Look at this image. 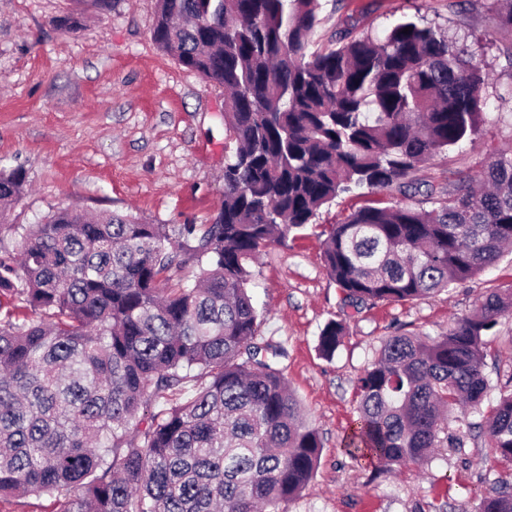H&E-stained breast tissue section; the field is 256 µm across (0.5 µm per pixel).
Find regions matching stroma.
Instances as JSON below:
<instances>
[{"label":"stroma","instance_id":"35a3bbf8","mask_svg":"<svg viewBox=\"0 0 512 512\" xmlns=\"http://www.w3.org/2000/svg\"><path fill=\"white\" fill-rule=\"evenodd\" d=\"M157 0H0V169L23 172L27 192L7 216L37 224L59 207L133 211L152 224L211 223L224 199V91L179 65L152 39ZM424 16L464 35L491 32L480 58L496 89L512 85V30L497 29L475 0H321L313 51L337 47L346 30L383 36L401 17ZM475 145L438 154L411 175L447 188L512 147V112L489 110ZM380 201L432 209L391 186L342 195L307 231L263 248L248 284L260 314L259 341L281 347L288 383L318 428L320 463L280 512H477L493 481L512 483V461L492 450L479 415L465 432L448 414L459 448L421 465L389 467L351 457L342 444L356 418L354 385L385 336L434 338L484 296L512 287V252L479 276L409 302L344 305L322 258L319 227ZM347 334L333 358L318 350L328 321ZM485 372L489 399L512 378V312L500 318Z\"/></svg>","mask_w":512,"mask_h":512}]
</instances>
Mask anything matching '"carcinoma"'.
Listing matches in <instances>:
<instances>
[{
  "mask_svg": "<svg viewBox=\"0 0 512 512\" xmlns=\"http://www.w3.org/2000/svg\"><path fill=\"white\" fill-rule=\"evenodd\" d=\"M319 0H157L152 39L224 89V201L210 224H147L58 208L7 223L25 191L0 171V498L50 512H279L313 477L318 429L256 342L247 285L342 194L399 185L436 154L473 144L490 74L476 51L419 17L311 52ZM497 27L512 4L494 0ZM408 33H403V30ZM425 210L366 205L321 234L324 266L351 303L408 302L461 284L512 245V149ZM196 262L182 282L178 253ZM484 297L442 335L385 337L356 382L344 448L405 466L446 445L447 411L481 415L512 459V390L483 406L498 318ZM345 324L318 348L330 359ZM480 512H512V490ZM0 512H50V502L34 495L21 499L2 498Z\"/></svg>",
  "mask_w": 512,
  "mask_h": 512,
  "instance_id": "carcinoma-1",
  "label": "carcinoma"
}]
</instances>
